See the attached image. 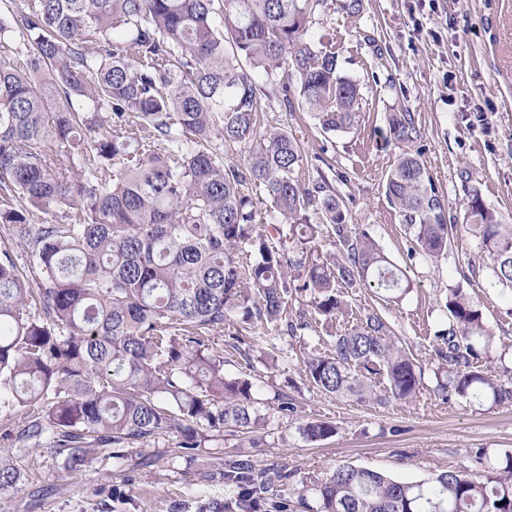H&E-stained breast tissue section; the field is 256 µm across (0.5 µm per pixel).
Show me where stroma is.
I'll return each mask as SVG.
<instances>
[{"label":"stroma","instance_id":"obj_1","mask_svg":"<svg viewBox=\"0 0 512 512\" xmlns=\"http://www.w3.org/2000/svg\"><path fill=\"white\" fill-rule=\"evenodd\" d=\"M324 29L335 32L342 71L360 81L363 96L357 123L347 132L322 133L306 111L289 115L309 154L298 177L315 180L317 157L325 155L346 197L351 233L370 235L413 282L411 292L382 314L422 364L419 397L377 405L326 396L303 379L300 367L314 344L329 343L340 322L318 320L302 340L273 327L248 354L224 355L227 374L253 381L267 419L250 441L228 432L187 459L175 436L161 435L124 459L100 451L89 466L69 472L49 450L19 444L0 412V462L20 468L17 486L0 489V512H171L175 504L180 512H200L224 499L223 483L211 477L215 465L238 455L287 465L293 473L288 512H316L318 501L307 492L312 479L342 463L416 482L454 467L479 470L477 449L512 450V404L441 399L433 392L430 362L431 337L447 326L440 303L459 287L484 315L497 377L512 381V288L482 264L480 242L461 222L468 192L476 187L512 224V0H364L356 17L320 4L311 32ZM401 106L421 130L414 150L444 196L449 218L458 221L447 258L435 263L411 256L412 241L384 194L399 153L386 116ZM280 392L295 405L285 415L276 410ZM310 419L336 423V435L306 441L298 428ZM146 457L153 458L151 467H141Z\"/></svg>","mask_w":512,"mask_h":512}]
</instances>
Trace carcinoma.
Listing matches in <instances>:
<instances>
[{
    "label": "carcinoma",
    "instance_id": "1",
    "mask_svg": "<svg viewBox=\"0 0 512 512\" xmlns=\"http://www.w3.org/2000/svg\"><path fill=\"white\" fill-rule=\"evenodd\" d=\"M313 2L24 0L0 17V224L32 258L21 265L0 248V409L16 416L18 441L77 471L93 448L121 459L173 435L189 454L226 428L254 434V383L224 373V335L239 352L241 335L257 341L283 320L289 336L312 330L305 311L288 313L290 287L326 320L346 313L345 289L357 284L385 303L413 288L372 237L351 235L336 179L320 170L299 181L304 144L267 119L302 108L325 133L356 123L361 84L341 73L331 34L308 37ZM388 131L401 152L385 196L414 253L434 262L451 245L445 200L411 151L421 137L411 112L390 113ZM57 210L64 221L31 223ZM463 221L512 287V224L476 188ZM324 237L335 251L318 252ZM443 311L435 391L511 404L512 385L480 364L492 343L482 311L459 288ZM301 370L323 394L361 403L410 402L424 388L375 309ZM299 433L322 442L336 425L311 420ZM475 457V473L418 482L346 463L311 490L319 512H512V453ZM213 477L225 497L212 512H266L265 494L290 472L235 456Z\"/></svg>",
    "mask_w": 512,
    "mask_h": 512
}]
</instances>
